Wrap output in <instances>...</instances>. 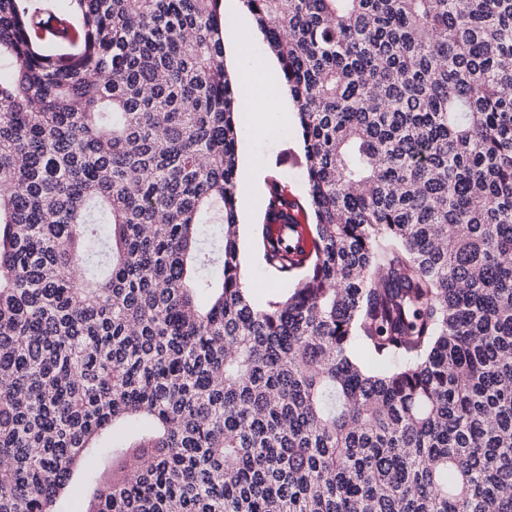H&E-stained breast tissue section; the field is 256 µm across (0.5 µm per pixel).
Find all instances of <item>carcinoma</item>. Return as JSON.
<instances>
[{
  "mask_svg": "<svg viewBox=\"0 0 512 512\" xmlns=\"http://www.w3.org/2000/svg\"><path fill=\"white\" fill-rule=\"evenodd\" d=\"M244 2L306 183L260 306L222 0H70L67 57L0 0V512H512V0Z\"/></svg>",
  "mask_w": 512,
  "mask_h": 512,
  "instance_id": "obj_1",
  "label": "carcinoma"
}]
</instances>
